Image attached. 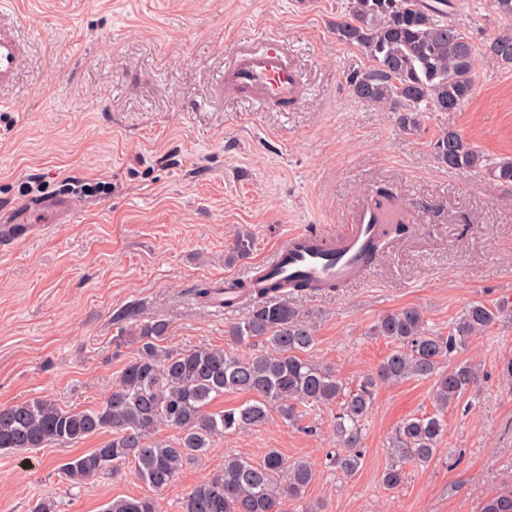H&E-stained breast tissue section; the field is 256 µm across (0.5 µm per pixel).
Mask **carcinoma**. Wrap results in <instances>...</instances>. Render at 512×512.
I'll return each instance as SVG.
<instances>
[{
  "instance_id": "obj_1",
  "label": "carcinoma",
  "mask_w": 512,
  "mask_h": 512,
  "mask_svg": "<svg viewBox=\"0 0 512 512\" xmlns=\"http://www.w3.org/2000/svg\"><path fill=\"white\" fill-rule=\"evenodd\" d=\"M451 9L452 0H348L346 13L334 26L336 38L360 48L368 60V65L346 74L353 97L397 113L403 129L415 128L423 112H451L463 106L473 94L478 53L466 31L447 20ZM486 52L512 66V27L502 28ZM432 152L442 167L478 169L512 185L511 157L490 161L455 130L442 132ZM223 293L252 302L249 318L226 331L231 341L252 352L169 349L162 345L166 323L145 324L135 337L136 356L124 365L98 407L64 409L47 398L0 406V450L74 445L109 431L110 440L61 466L65 479L79 484L127 463L145 484L160 491L217 440L260 426L273 412L294 426L303 417L299 406H323L333 410L341 445L326 465L350 475L362 462L361 426L378 388L409 378L431 379L434 412L402 421L390 438L391 461L382 483L394 489L403 482L406 464L424 465L434 459L448 407L478 383L476 369L467 364L446 372L441 365L505 312L501 305L473 302L446 335L431 331L414 307L383 315L371 333L393 348L348 391L333 369L310 359L314 327L291 301L272 303L263 294L256 296L249 281L195 289L197 299L206 304ZM229 391L247 392L252 399L236 408L209 410ZM163 428L177 431L176 439H156ZM313 475L310 463L290 461L274 448L259 462L227 455L221 470L181 498L180 512H316L302 503ZM104 512H158V506L150 496L120 497L108 501ZM480 512H512V493L485 499Z\"/></svg>"
}]
</instances>
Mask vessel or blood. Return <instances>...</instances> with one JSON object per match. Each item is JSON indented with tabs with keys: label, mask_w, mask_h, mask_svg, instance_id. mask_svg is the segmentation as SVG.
Instances as JSON below:
<instances>
[{
	"label": "vessel or blood",
	"mask_w": 512,
	"mask_h": 512,
	"mask_svg": "<svg viewBox=\"0 0 512 512\" xmlns=\"http://www.w3.org/2000/svg\"><path fill=\"white\" fill-rule=\"evenodd\" d=\"M22 56L13 33L0 28V88L13 81ZM224 91L260 106L285 110L300 105L304 98L300 76L284 44L271 37L263 39L258 48L236 55L224 71ZM378 231L376 213L365 208L354 223L330 236L292 232L278 245L273 258L263 263V275L270 282L303 280L316 292L333 284L357 282L369 271L366 258Z\"/></svg>",
	"instance_id": "vessel-or-blood-1"
}]
</instances>
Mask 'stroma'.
I'll use <instances>...</instances> for the list:
<instances>
[{
    "instance_id": "obj_1",
    "label": "stroma",
    "mask_w": 512,
    "mask_h": 512,
    "mask_svg": "<svg viewBox=\"0 0 512 512\" xmlns=\"http://www.w3.org/2000/svg\"><path fill=\"white\" fill-rule=\"evenodd\" d=\"M319 2L302 14L294 0H0V24L24 47L14 82L0 88V226L15 229L0 248V405L97 407L135 356L138 328L157 320L168 348L234 350L226 331L250 305L217 310L195 297L197 285L249 279L290 232L335 233L382 189L409 231L382 242L365 281L293 297L315 325L312 360L353 387L391 350L369 334L382 315L415 307L444 333L470 303L512 298V189L441 167L431 150L451 129L485 158L512 157V68L479 55L463 107L402 131L346 86L367 63L332 30L347 0ZM453 3L451 20L475 45L505 24L491 0ZM262 36L287 45L305 84L293 109L224 93L233 53ZM67 176L111 191L69 193ZM46 201L59 206L52 223L21 222ZM241 234L250 252L228 261ZM510 358L506 315L457 356L481 375L470 411L449 408L434 459L407 465L392 490L382 483L390 438L402 419L432 412V381L379 389L362 464L348 476L324 465L336 449L331 410L309 407L302 425L274 415L224 438L155 494L128 464L78 485L63 479L62 464L104 433L0 451V512H30L38 498L57 512H102L110 499L149 493L159 512H179L225 456L258 461L271 448L313 463L304 501L321 512H479L512 491V390L500 378Z\"/></svg>"
}]
</instances>
